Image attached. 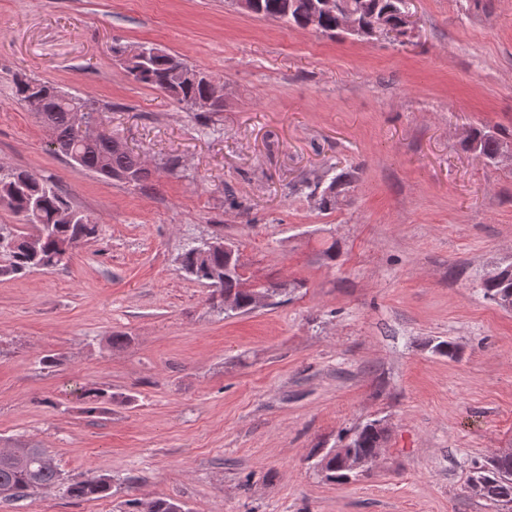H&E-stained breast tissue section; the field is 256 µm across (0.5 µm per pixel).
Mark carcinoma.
Returning a JSON list of instances; mask_svg holds the SVG:
<instances>
[{"instance_id":"1","label":"carcinoma","mask_w":512,"mask_h":512,"mask_svg":"<svg viewBox=\"0 0 512 512\" xmlns=\"http://www.w3.org/2000/svg\"><path fill=\"white\" fill-rule=\"evenodd\" d=\"M318 0H256L257 16L282 22L291 28L312 29L321 34L334 35L340 31L339 17L345 10L356 13L361 25L369 26L384 18L394 31V37L405 35L406 19L411 11L412 0H337L333 13L315 12ZM145 55L129 54L125 58L126 71L139 83L158 88L168 93L178 104L190 111H197L195 104L210 94L214 77L190 67L177 54L169 53L152 45H142ZM53 84L31 78H19L15 84V95L22 103L44 94L41 108L36 115L52 133L51 146L65 157L74 154L79 158L78 171H89L106 179L134 187L144 186L151 178V170L143 158L127 149L111 147L110 138L101 137L92 141L80 139L72 124L71 113L75 107H84L82 100L73 102L55 93ZM477 151L488 161H495L502 139L483 130L472 131ZM350 182V174L341 172L333 176L326 187L314 185L312 194L318 197L323 211L336 209L339 189ZM6 199L17 223L0 224V234L13 241L11 246H0V276L23 274L36 267L54 268L69 259L64 245L82 234L93 239L99 234V225L87 215L76 210L71 202L53 183L38 180L26 170H0V199ZM35 226V231L48 230L39 253L29 252L25 239L30 236L26 225ZM179 268L195 280L210 288L208 301L212 308L224 310L220 296L235 293L241 303L240 310L250 309L252 289L245 273L226 272L224 251L202 253L197 242L186 244L177 257ZM512 287V271L498 283L482 284L483 295L490 301L505 289ZM86 411L97 412L101 406L112 401V394L104 389L85 392ZM385 440L374 422L359 426L351 436L349 444L363 454L369 455ZM480 483L477 498L485 501L498 512H512V458L490 457L473 466L467 481ZM59 485L66 494L77 500H94L111 495L112 484L101 476L68 478L58 468L53 457L43 448H15L10 459L0 458V499L14 500L24 497L35 488ZM127 512H186L184 505L175 499H155L149 502L137 498L126 501Z\"/></svg>"}]
</instances>
